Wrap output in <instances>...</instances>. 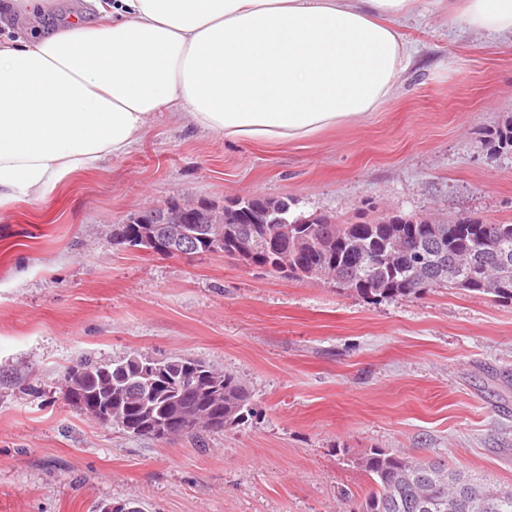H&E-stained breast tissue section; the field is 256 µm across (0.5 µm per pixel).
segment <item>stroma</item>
Here are the masks:
<instances>
[{
	"instance_id": "35a3bbf8",
	"label": "stroma",
	"mask_w": 512,
	"mask_h": 512,
	"mask_svg": "<svg viewBox=\"0 0 512 512\" xmlns=\"http://www.w3.org/2000/svg\"><path fill=\"white\" fill-rule=\"evenodd\" d=\"M0 0V34L35 36L92 0H48L31 23ZM376 111L280 146L235 144L167 117L140 145L0 206V512H348L373 448L441 457L512 487V302L445 285L366 298L245 268L220 253L114 245L111 225L183 198H291L336 223L380 214L512 224V35L462 32L426 6ZM202 358L237 376L253 414L202 437H133L63 395L79 358Z\"/></svg>"
}]
</instances>
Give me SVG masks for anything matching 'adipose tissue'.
Masks as SVG:
<instances>
[{"label": "adipose tissue", "instance_id": "obj_1", "mask_svg": "<svg viewBox=\"0 0 512 512\" xmlns=\"http://www.w3.org/2000/svg\"><path fill=\"white\" fill-rule=\"evenodd\" d=\"M421 0H103L0 39V205L128 154L156 114L228 143L312 138L374 111L413 55ZM462 31L512 35V0H463Z\"/></svg>", "mask_w": 512, "mask_h": 512}]
</instances>
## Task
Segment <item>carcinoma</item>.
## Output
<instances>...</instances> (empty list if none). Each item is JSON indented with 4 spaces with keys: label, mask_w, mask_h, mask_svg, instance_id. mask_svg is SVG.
<instances>
[{
    "label": "carcinoma",
    "mask_w": 512,
    "mask_h": 512,
    "mask_svg": "<svg viewBox=\"0 0 512 512\" xmlns=\"http://www.w3.org/2000/svg\"><path fill=\"white\" fill-rule=\"evenodd\" d=\"M496 152H512V124L494 132ZM260 224L224 225L227 257L247 260L298 280L313 278L312 269L325 268L333 275L349 277L353 290L367 298H406L420 292L417 281L448 284L465 292L512 301V266L495 283L497 256L512 250V224H484L466 218L456 225L450 241L448 225L429 218L385 215L361 224H338L326 215L295 214L290 198L250 197L242 202ZM178 208L172 200L163 208H151L150 224L140 225L138 246L170 238L176 225L167 216ZM199 253L209 252L214 225L201 218L191 225ZM288 240V249L271 246V240ZM481 251L480 266L465 274L444 278L455 259ZM138 353L98 361L79 360L64 371L71 394L69 404L90 415L94 404L112 411V425L143 436L153 423H166L180 435L178 418L194 408L210 409L211 420L196 426L219 430L216 420L224 415V427L243 424L252 414L250 393L233 374L203 360L169 357L160 364L164 375L149 383L139 374ZM370 488L360 498L357 512H512V489H501L486 479L448 466L442 458H418L405 452L372 448L359 461Z\"/></svg>",
    "instance_id": "1"
}]
</instances>
